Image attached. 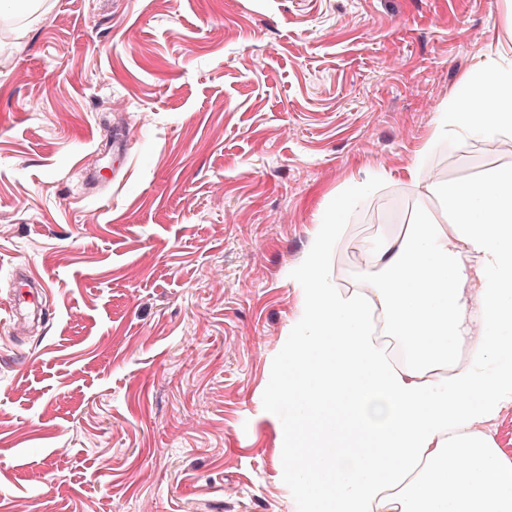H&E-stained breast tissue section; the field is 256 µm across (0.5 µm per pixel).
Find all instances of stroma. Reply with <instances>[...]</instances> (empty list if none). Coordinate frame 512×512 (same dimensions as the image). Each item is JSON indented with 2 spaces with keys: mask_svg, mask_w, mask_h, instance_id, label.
Listing matches in <instances>:
<instances>
[{
  "mask_svg": "<svg viewBox=\"0 0 512 512\" xmlns=\"http://www.w3.org/2000/svg\"><path fill=\"white\" fill-rule=\"evenodd\" d=\"M42 3L0 9V512H296L270 404L293 272L376 174L330 255L340 287L354 243L440 215L408 170L512 46V0ZM117 126L125 153L99 156ZM426 167H512V136L439 140ZM22 264L44 305L13 322Z\"/></svg>",
  "mask_w": 512,
  "mask_h": 512,
  "instance_id": "stroma-1",
  "label": "stroma"
}]
</instances>
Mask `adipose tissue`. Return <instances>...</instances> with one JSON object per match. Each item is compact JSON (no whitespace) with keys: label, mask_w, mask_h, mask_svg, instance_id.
Masks as SVG:
<instances>
[{"label":"adipose tissue","mask_w":512,"mask_h":512,"mask_svg":"<svg viewBox=\"0 0 512 512\" xmlns=\"http://www.w3.org/2000/svg\"><path fill=\"white\" fill-rule=\"evenodd\" d=\"M512 134V53L481 60L437 114V137ZM449 224L423 215L368 242L367 292L327 256L365 195L319 224L293 274L302 310L285 474L299 512H512V460L487 430L512 404V167L436 184Z\"/></svg>","instance_id":"1"}]
</instances>
